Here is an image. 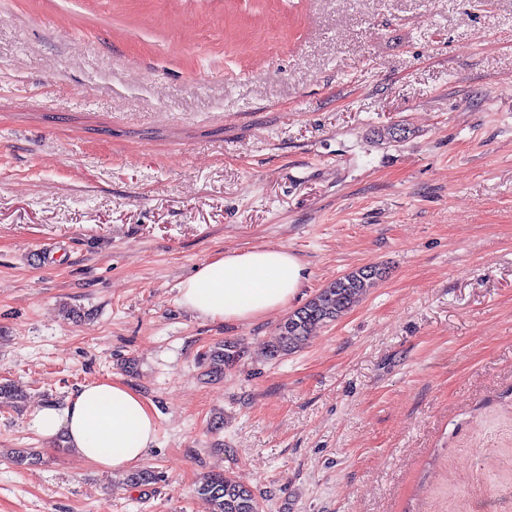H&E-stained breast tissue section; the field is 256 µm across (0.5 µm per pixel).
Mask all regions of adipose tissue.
<instances>
[{
    "label": "adipose tissue",
    "mask_w": 512,
    "mask_h": 512,
    "mask_svg": "<svg viewBox=\"0 0 512 512\" xmlns=\"http://www.w3.org/2000/svg\"><path fill=\"white\" fill-rule=\"evenodd\" d=\"M305 280L304 265L288 250L255 247L200 263L179 283L178 301L206 320L247 323L287 309ZM31 427L44 439H63L81 458L109 472L139 467L156 441L154 409L118 381L83 386L62 406L41 408Z\"/></svg>",
    "instance_id": "1"
}]
</instances>
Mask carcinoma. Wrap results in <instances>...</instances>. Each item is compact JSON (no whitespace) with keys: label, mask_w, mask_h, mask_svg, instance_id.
<instances>
[{"label":"carcinoma","mask_w":512,"mask_h":512,"mask_svg":"<svg viewBox=\"0 0 512 512\" xmlns=\"http://www.w3.org/2000/svg\"><path fill=\"white\" fill-rule=\"evenodd\" d=\"M383 271L370 265L352 270L331 281L293 311L279 328L273 344L264 347L270 360L281 359L297 351L308 340L312 331L335 322L351 310L366 289L382 278ZM244 352L232 340H225L210 347L202 354L207 373L222 375L224 370L237 366ZM157 480L154 471L135 470L126 477V484L135 487L149 486ZM196 493L212 505V512H262L259 496L250 488L234 481L225 473H211L196 487Z\"/></svg>","instance_id":"1"}]
</instances>
